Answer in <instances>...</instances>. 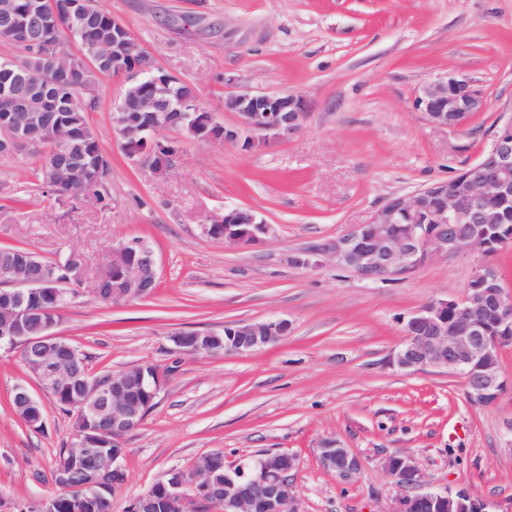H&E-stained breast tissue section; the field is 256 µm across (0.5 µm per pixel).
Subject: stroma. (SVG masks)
<instances>
[{
	"instance_id": "1",
	"label": "stroma",
	"mask_w": 512,
	"mask_h": 512,
	"mask_svg": "<svg viewBox=\"0 0 512 512\" xmlns=\"http://www.w3.org/2000/svg\"><path fill=\"white\" fill-rule=\"evenodd\" d=\"M153 63L191 83L219 122L226 77L255 90L301 95V128L245 148L186 139L164 173L133 164L112 130L124 79L101 76L88 121L110 170L105 204L57 200L27 154L0 157V247L55 262L85 254L97 271L114 242L146 240L160 281L145 298L106 304L80 288L54 335L91 374L152 364L164 378L153 408L123 438L126 482L112 512H127L170 470L220 450L225 467L265 453L297 459V512H390L399 489L391 455L418 462L426 488H465L512 512V348L508 386L471 403L463 378L392 368L404 321L436 299L462 297L474 260L439 252L410 273L364 281L321 255L296 257L368 223L389 198L448 179L473 163L512 108V0H100ZM464 72L488 99L462 130L415 110L422 86ZM247 207L275 236L247 247L203 235L207 216ZM288 319L284 338L247 354L202 355L173 341L223 333L228 322ZM37 391L18 353L0 352V505L34 508L75 418L42 396L44 423L12 409L17 385ZM337 440L360 461L341 483L319 458Z\"/></svg>"
}]
</instances>
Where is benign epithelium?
Segmentation results:
<instances>
[{
    "mask_svg": "<svg viewBox=\"0 0 512 512\" xmlns=\"http://www.w3.org/2000/svg\"><path fill=\"white\" fill-rule=\"evenodd\" d=\"M96 23V16L86 0H70L64 16H59L53 0H14L0 13V41L31 46L47 61L46 81H37L24 62L7 69L9 77L0 85V103L6 108L0 129V155L12 156L31 144L28 135L30 117H51L53 101L45 93V83L72 80L74 75L59 65L64 41L46 36L47 31L65 29L68 42H74ZM86 67L96 70L107 59L124 61L141 59L129 71L112 73L130 84L151 75L150 84L170 90L182 80L155 67L135 40L128 27L112 19V49L107 52L79 53ZM191 98L184 95L171 100L158 92L134 93L133 105L147 112L152 124L133 131L144 142L155 143L160 127L175 125L173 113L185 108ZM484 92L468 77L452 71L421 88L414 107L430 124L461 130L472 117L487 109ZM224 111L237 116V124L227 127L214 114L204 115L205 141L240 143L251 146L261 136H286L302 126L307 107L305 100L293 94L249 89L224 96ZM72 132L53 145V167L71 166L74 157ZM512 197V117L496 125L491 146L478 160L454 176L433 183L411 194L389 199L377 209L370 221L359 224L336 239L299 257V265L310 264L312 255H328L336 265L357 277L384 280L406 274L437 252L448 254L478 253L485 260L473 270L465 294L460 299L432 301L407 317L405 340L393 351L389 364L405 371L446 370L462 376L467 397L477 403H492L506 387L499 355L512 346V291L505 288L498 270L486 258L512 249V228L498 231L502 216L497 203ZM203 234L214 240L236 245H252L274 234V225L260 219L255 212L241 207L226 208L209 217L202 225ZM112 273L101 270L91 285V292L102 301H121L150 295L159 279L158 261L153 249L138 239L122 240L112 245ZM26 277L5 271L13 290L0 293V303L11 316L0 322V350L24 353L30 371L44 390H55L66 380L78 382L82 408L87 422L76 431L82 447L97 455L93 473L79 485L70 484L69 471H55V485L71 493L66 499L44 498L37 512H89L109 488H117L125 477L121 459L124 449L117 445L126 432L140 426L160 388L159 373L142 375L135 384L127 381V371L110 375L105 381H88L84 362L73 347H62L61 340L49 335L55 323L48 322L33 331L36 311L29 296L52 284L51 274L43 262L27 260ZM291 323L285 318H268L254 322L224 325V353L245 355L274 344L288 335ZM174 341L194 354L207 353V339L195 333H180ZM18 409L28 416V424L43 422L40 402L24 385L14 388ZM112 445V453L101 448ZM322 465L340 480L351 481L360 470L358 458L334 440L320 448ZM216 466L213 453L202 457L187 469H174L162 483V501L145 494L139 496L132 512H155L159 506L167 512H253L261 504L265 512H296L290 473L296 469L295 456L267 453L252 462L230 469L219 484L211 480ZM386 468L402 489L414 493L397 499L392 512H498L495 504L459 488L455 491L426 490L423 475L408 455H391Z\"/></svg>",
    "mask_w": 512,
    "mask_h": 512,
    "instance_id": "benign-epithelium-1",
    "label": "benign epithelium"
}]
</instances>
